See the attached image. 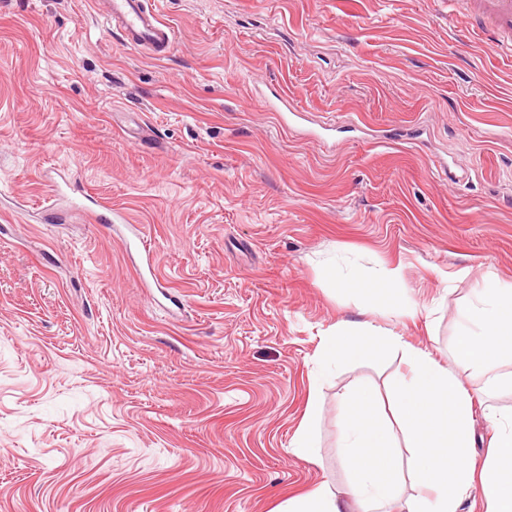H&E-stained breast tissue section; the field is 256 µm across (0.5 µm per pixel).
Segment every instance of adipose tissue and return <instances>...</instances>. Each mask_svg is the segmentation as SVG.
<instances>
[{"instance_id": "1", "label": "adipose tissue", "mask_w": 512, "mask_h": 512, "mask_svg": "<svg viewBox=\"0 0 512 512\" xmlns=\"http://www.w3.org/2000/svg\"><path fill=\"white\" fill-rule=\"evenodd\" d=\"M322 359L340 366L369 349L400 344L397 335L365 322H343L326 336ZM457 346L469 368L493 376L497 390L512 393V374L497 375L512 361V282L487 274L459 314ZM408 379L393 392L399 424L411 454L408 512H463L475 484L484 488V512H512V407L477 406L455 373L422 348H404ZM347 414L339 440L351 474L344 494L321 483L288 500L279 512H387L399 499L401 480L393 456V432L365 388L339 397ZM483 413L493 437L481 466L472 462L475 413Z\"/></svg>"}]
</instances>
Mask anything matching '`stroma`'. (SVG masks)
Instances as JSON below:
<instances>
[{"label":"stroma","instance_id":"stroma-1","mask_svg":"<svg viewBox=\"0 0 512 512\" xmlns=\"http://www.w3.org/2000/svg\"><path fill=\"white\" fill-rule=\"evenodd\" d=\"M94 0H0V512H277L349 473L339 394L386 396L402 350L320 390L323 339L369 322L496 406L456 347L512 281V55L446 0H154L168 53ZM307 109L282 126L266 98ZM105 199L156 252L75 209ZM399 268L337 287L338 268ZM406 305L395 316L392 302ZM367 314H359L360 304ZM338 274L342 284L350 288H375L378 279L385 282L390 288H394L400 279L399 268L394 267L385 268L378 278L364 275L354 270L344 271L341 269ZM318 414V401L315 396L311 397L310 407L301 421L299 429L292 442L293 452L302 458L312 460L315 458L316 450L312 443V431Z\"/></svg>","mask_w":512,"mask_h":512}]
</instances>
